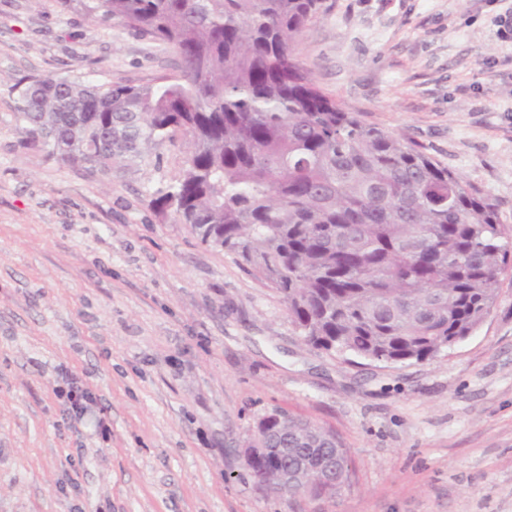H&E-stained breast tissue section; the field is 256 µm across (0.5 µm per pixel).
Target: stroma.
I'll use <instances>...</instances> for the list:
<instances>
[{"mask_svg":"<svg viewBox=\"0 0 512 512\" xmlns=\"http://www.w3.org/2000/svg\"><path fill=\"white\" fill-rule=\"evenodd\" d=\"M511 12L323 0L292 51L326 96L496 200L512 239ZM46 73L146 86L179 68L59 0H0V512H512L511 270L434 359L308 346L276 289L149 208L185 143L109 178L25 144L15 84ZM70 377L97 398L79 418L55 394ZM275 409L339 437L351 489L256 488L244 447Z\"/></svg>","mask_w":512,"mask_h":512,"instance_id":"35a3bbf8","label":"stroma"}]
</instances>
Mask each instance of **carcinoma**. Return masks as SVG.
<instances>
[{"instance_id": "cac0c4a2", "label": "carcinoma", "mask_w": 512, "mask_h": 512, "mask_svg": "<svg viewBox=\"0 0 512 512\" xmlns=\"http://www.w3.org/2000/svg\"><path fill=\"white\" fill-rule=\"evenodd\" d=\"M150 35L180 76L150 86L35 75L16 84L26 144L91 174L177 138L180 178L148 206L278 290L304 341L385 363L432 359L470 336L512 264L498 204L406 141L325 96L291 44L321 0H82ZM258 444L320 448L351 484L345 448L281 410ZM251 476L273 480L262 456Z\"/></svg>"}]
</instances>
